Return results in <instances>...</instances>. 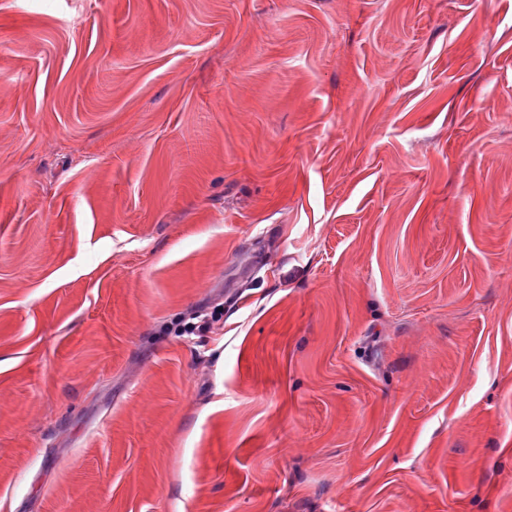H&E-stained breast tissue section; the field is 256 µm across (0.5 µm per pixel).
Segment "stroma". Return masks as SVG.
<instances>
[{
	"instance_id": "1",
	"label": "stroma",
	"mask_w": 512,
	"mask_h": 512,
	"mask_svg": "<svg viewBox=\"0 0 512 512\" xmlns=\"http://www.w3.org/2000/svg\"><path fill=\"white\" fill-rule=\"evenodd\" d=\"M0 512H512V0H0Z\"/></svg>"
}]
</instances>
